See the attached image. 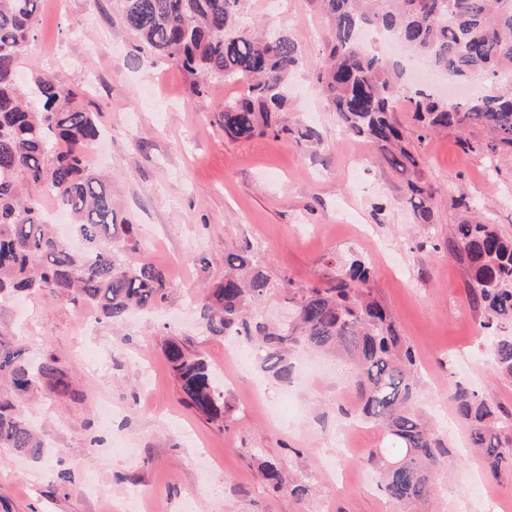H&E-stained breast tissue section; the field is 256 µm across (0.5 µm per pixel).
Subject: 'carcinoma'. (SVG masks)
<instances>
[{
	"instance_id": "obj_1",
	"label": "carcinoma",
	"mask_w": 512,
	"mask_h": 512,
	"mask_svg": "<svg viewBox=\"0 0 512 512\" xmlns=\"http://www.w3.org/2000/svg\"><path fill=\"white\" fill-rule=\"evenodd\" d=\"M126 28L155 58L170 60L200 83L245 81L244 96L224 108V133L235 138L279 135L288 77L301 59L285 31L241 29L246 0H114ZM332 29L326 66L317 82L337 124L377 144L383 161L406 178L405 203L428 222L435 194L421 182L419 159L403 144L393 112L404 77L357 45L359 32L374 29L398 37L411 56L460 80L481 77L486 88L449 102L424 89L407 92L415 119L434 132L451 131L467 148L512 158V0H320ZM40 0H0V299L44 292L89 307L114 322L133 312L153 313L171 284L157 267L127 263L114 240L135 238L119 218L112 182L95 172L86 155L103 128L99 114L75 104L78 94L48 76L27 82L17 68L37 40ZM35 187L53 196L85 242L74 250L46 218ZM460 259L484 312L495 362L512 377V237L496 225L465 218L455 225ZM372 271L356 256L345 260L323 285H283L294 309L288 322L270 324L257 305L274 288L245 246L224 256V279L207 289L198 306L212 336H243L256 345L261 367L288 380V353L299 346L345 355L360 398L357 415L398 445L393 456L379 449L367 462L380 470L381 487L397 504L427 501L443 443L415 409L416 355L401 336L388 307L367 288ZM164 353L186 405L206 421L224 425V392L206 362L178 341ZM0 448L39 457L44 444L22 407L47 383L72 396L66 375L49 356L30 364L11 338L0 335ZM452 400L469 429L470 442L490 471L512 464V412L459 388ZM267 484L286 486L277 462L262 464Z\"/></svg>"
}]
</instances>
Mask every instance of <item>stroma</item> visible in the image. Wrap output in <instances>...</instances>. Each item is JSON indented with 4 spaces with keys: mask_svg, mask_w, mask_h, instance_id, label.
Here are the masks:
<instances>
[{
    "mask_svg": "<svg viewBox=\"0 0 512 512\" xmlns=\"http://www.w3.org/2000/svg\"><path fill=\"white\" fill-rule=\"evenodd\" d=\"M246 27L270 25L301 48L280 135L231 139L221 116L245 84L211 81L202 94L177 65L151 61L112 0H44L39 37L20 76L55 77L82 91L112 136L92 167L112 180L120 211L139 227L124 259L163 271L173 290L165 308L124 323L96 320L35 292L0 302V334L19 336L28 358L55 357L76 396L41 389L31 406L46 446L34 461L0 448V512H110L146 496L150 512H398L364 456L392 448L387 433L356 415L351 377L336 357L317 373L284 383L252 365L223 384L228 412L209 423L186 406L164 355L176 340L207 364L249 352L241 340L209 335L196 316L204 287L224 276V256L247 245L274 284L257 312L288 311L282 284L323 283L339 260L357 256L374 275L373 295L391 310L420 370L418 407L447 451L429 512H487L477 486L512 500V466L492 475L467 446L452 415L456 386L512 411L503 376L480 328L464 263L451 241L464 217L459 195L483 221L512 237V162L464 148L455 134L420 129L406 103L394 119L437 197L428 223L404 202L402 177L366 138L341 130L316 83L332 32L318 0H248ZM314 129L316 140L303 139ZM358 426L361 456L332 437ZM279 463L303 496L269 490L262 461ZM74 475L56 482L58 470Z\"/></svg>",
    "mask_w": 512,
    "mask_h": 512,
    "instance_id": "stroma-1",
    "label": "stroma"
}]
</instances>
